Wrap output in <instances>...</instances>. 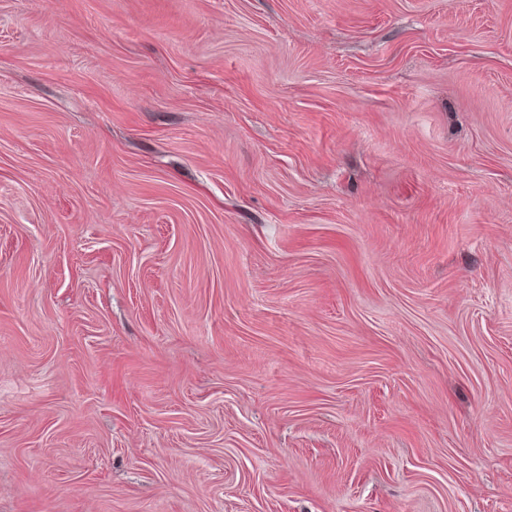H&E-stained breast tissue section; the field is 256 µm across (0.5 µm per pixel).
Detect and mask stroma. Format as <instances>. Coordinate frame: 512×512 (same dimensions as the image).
I'll list each match as a JSON object with an SVG mask.
<instances>
[{
	"instance_id": "35a3bbf8",
	"label": "stroma",
	"mask_w": 512,
	"mask_h": 512,
	"mask_svg": "<svg viewBox=\"0 0 512 512\" xmlns=\"http://www.w3.org/2000/svg\"><path fill=\"white\" fill-rule=\"evenodd\" d=\"M0 512H512V0H0Z\"/></svg>"
}]
</instances>
